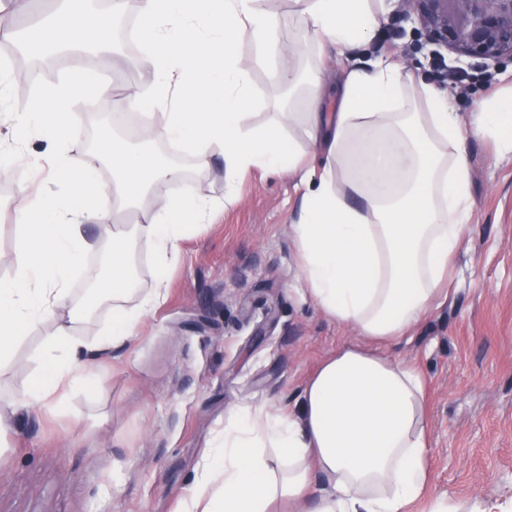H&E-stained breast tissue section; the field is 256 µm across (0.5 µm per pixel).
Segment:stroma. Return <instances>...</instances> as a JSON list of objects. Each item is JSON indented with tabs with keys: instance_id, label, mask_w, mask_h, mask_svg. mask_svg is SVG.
Instances as JSON below:
<instances>
[{
	"instance_id": "obj_1",
	"label": "stroma",
	"mask_w": 512,
	"mask_h": 512,
	"mask_svg": "<svg viewBox=\"0 0 512 512\" xmlns=\"http://www.w3.org/2000/svg\"><path fill=\"white\" fill-rule=\"evenodd\" d=\"M395 0L373 39L343 51L309 44L296 65L323 81L327 111L352 67L395 61L442 91L455 111L471 112L490 93L512 88V65L487 74L474 61L422 44ZM467 73L465 85L436 77L435 63ZM238 64L250 78L252 124L273 123L278 112L302 111L250 37H242ZM64 60L40 83L9 82L0 111V148L17 152L0 175V281L13 278L20 226V187L32 166L47 167L48 143L33 134L22 145L10 138L14 113L28 111L41 85L71 68ZM493 91H485L486 76ZM135 143L112 107L111 96L93 110L76 109L69 138L82 161L112 186V170L97 166L104 135ZM470 230L454 258L455 295L419 323L390 355L414 364L427 382L432 441L430 481L412 512H476L490 502L512 512V156L496 157L486 136L469 135ZM300 181L296 173L248 172L234 203L224 201V162L181 182H157V198L180 193L203 198L211 220L193 224L179 242L180 258L156 266L141 241L134 270L136 307L157 283L164 299L143 319L137 340L89 355L88 379L58 403L30 411L15 402L42 370V353L55 332L52 321L25 331L10 361L0 366V512H175L192 486L229 412L296 407L305 381L357 333L329 320L303 291L293 222Z\"/></svg>"
}]
</instances>
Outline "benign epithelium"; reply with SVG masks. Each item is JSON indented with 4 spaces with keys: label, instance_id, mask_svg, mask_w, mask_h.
<instances>
[{
    "label": "benign epithelium",
    "instance_id": "7a95c632",
    "mask_svg": "<svg viewBox=\"0 0 512 512\" xmlns=\"http://www.w3.org/2000/svg\"><path fill=\"white\" fill-rule=\"evenodd\" d=\"M425 43L488 68L512 64V0H398Z\"/></svg>",
    "mask_w": 512,
    "mask_h": 512
}]
</instances>
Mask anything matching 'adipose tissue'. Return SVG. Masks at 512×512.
Returning a JSON list of instances; mask_svg holds the SVG:
<instances>
[{
    "mask_svg": "<svg viewBox=\"0 0 512 512\" xmlns=\"http://www.w3.org/2000/svg\"><path fill=\"white\" fill-rule=\"evenodd\" d=\"M385 0H292L293 18L314 39L338 48L367 44ZM255 0H138V64L143 83L113 96L103 80V56L125 0L88 16L84 0H64L51 21L54 40L81 63L62 83L43 89L37 103L16 116L15 143L34 130L51 137L55 165L21 189L17 221L22 235L12 280L0 282V363L23 330L68 306L74 272L112 304V325L95 349L131 341L157 295L140 309L124 307L140 239L160 266L177 258L187 224L207 223L208 205L190 195L149 200L153 183L176 182V167L148 150L104 140L112 190L104 192L92 168L61 137L77 106L112 95L123 111L162 112L163 137L191 152L199 167L213 154L224 160L228 198L250 168L297 171L300 156L287 146L285 127L302 123L318 177L303 175L293 223L302 278L316 306L360 340L327 357L303 385L298 408L285 413L240 407L230 412L181 512H410L423 494L430 448L425 379L409 362L381 353L448 301V260L469 229L471 183L465 138L490 135L512 155V90L477 106L463 124L447 96L429 84L410 87L403 67L380 62L344 79L338 110L323 111L320 84L305 90L303 112L253 131L251 90L237 65L242 34L260 46L277 41L278 20ZM71 186L73 208L59 206L52 182ZM136 215L119 224L121 212ZM112 227L111 272L85 266L90 244L84 223ZM84 340L63 324L43 352V370L20 403L39 408L86 382Z\"/></svg>",
    "mask_w": 512,
    "mask_h": 512,
    "instance_id": "ef3b65f1",
    "label": "adipose tissue"
}]
</instances>
